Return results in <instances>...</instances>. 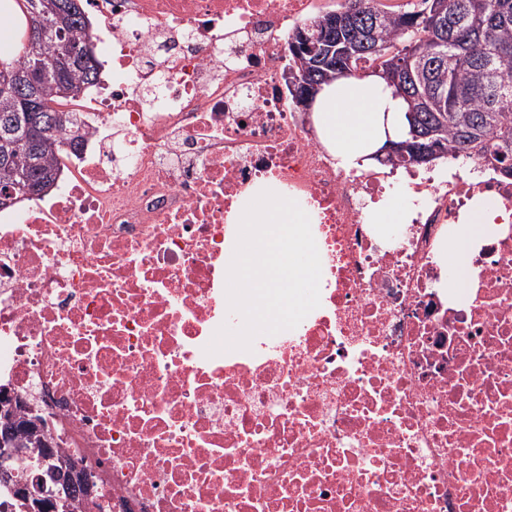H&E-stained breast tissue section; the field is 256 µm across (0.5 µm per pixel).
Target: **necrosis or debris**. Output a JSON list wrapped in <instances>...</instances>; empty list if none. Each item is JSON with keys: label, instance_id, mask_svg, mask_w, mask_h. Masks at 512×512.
Here are the masks:
<instances>
[{"label": "necrosis or debris", "instance_id": "4bbe7bcc", "mask_svg": "<svg viewBox=\"0 0 512 512\" xmlns=\"http://www.w3.org/2000/svg\"><path fill=\"white\" fill-rule=\"evenodd\" d=\"M85 2L109 70L83 138L0 210V397L91 471L89 512H512V224L463 296L440 261L467 199L512 214V178L449 160L378 234L382 176L337 169L283 79L322 0ZM263 181L314 218L321 304L210 356L242 324L224 255Z\"/></svg>", "mask_w": 512, "mask_h": 512}]
</instances>
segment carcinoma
I'll return each instance as SVG.
<instances>
[{
  "label": "carcinoma",
  "instance_id": "cac0c4a2",
  "mask_svg": "<svg viewBox=\"0 0 512 512\" xmlns=\"http://www.w3.org/2000/svg\"><path fill=\"white\" fill-rule=\"evenodd\" d=\"M62 16L47 13L52 28L45 41L27 35L29 16L45 8L43 0H16L21 17L14 25L7 57L0 58V86L8 76L27 69L48 43L67 57L65 64L38 77L44 120L36 134L26 131L25 89H0V191L19 185L40 197L54 183L55 162L65 148L82 138L77 112L56 105L78 96L94 83L99 63L80 58L90 43V21L83 0H67ZM334 27L318 29L310 23L296 27L289 37L288 86L292 102H300L304 85L321 86L338 75L367 71L388 73L387 83L408 104L407 140L429 146L433 159H483L512 177V0H418L407 10L391 9L382 0H345L336 11ZM376 21L375 50L357 54L347 64L343 49L353 33ZM325 40L336 47V63L312 65L303 36ZM38 415H27L15 432V448L23 455L37 446L33 459H52L42 443L44 426Z\"/></svg>",
  "mask_w": 512,
  "mask_h": 512
}]
</instances>
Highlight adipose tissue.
Wrapping results in <instances>:
<instances>
[{
  "mask_svg": "<svg viewBox=\"0 0 512 512\" xmlns=\"http://www.w3.org/2000/svg\"><path fill=\"white\" fill-rule=\"evenodd\" d=\"M408 106L382 78L341 76L322 88L313 105L319 139L344 172L373 169L372 155L386 141L406 139ZM503 206L497 199L473 197L450 225L440 254L449 269L464 272L478 244L498 230Z\"/></svg>",
  "mask_w": 512,
  "mask_h": 512,
  "instance_id": "1",
  "label": "adipose tissue"
}]
</instances>
